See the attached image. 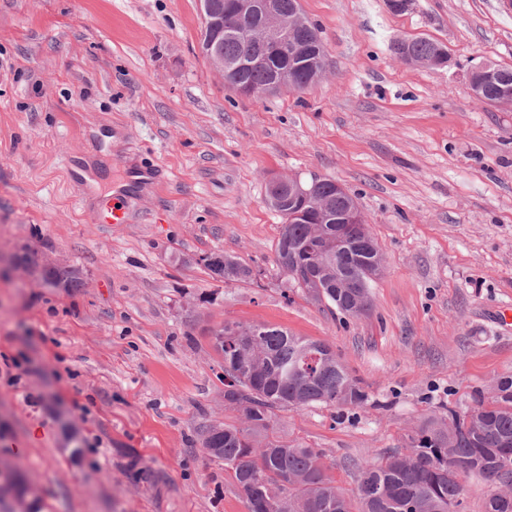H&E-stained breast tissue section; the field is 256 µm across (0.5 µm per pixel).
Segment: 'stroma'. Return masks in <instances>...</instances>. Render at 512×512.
<instances>
[{
  "mask_svg": "<svg viewBox=\"0 0 512 512\" xmlns=\"http://www.w3.org/2000/svg\"><path fill=\"white\" fill-rule=\"evenodd\" d=\"M327 50L302 93L243 97L198 51L197 0H0V457L43 512H247L199 430L234 422L212 332L268 324L329 342L370 400L278 414L345 492L363 461L428 415L465 409L512 371V105L473 99L471 66L512 68L506 0H301ZM426 37L444 67L399 60ZM165 168L129 195L131 224L90 207L127 163ZM331 179L385 259L369 315L285 286L273 176ZM233 255L249 283L212 280ZM58 259L85 285L48 288L14 263ZM441 48L448 53L445 47L436 41L427 38H412L409 39V43L404 45L395 43L391 46V51L398 57L404 54L420 59L439 56ZM202 262L209 276L224 284L248 283L254 280L253 269L250 266L224 252H212L205 256Z\"/></svg>",
  "mask_w": 512,
  "mask_h": 512,
  "instance_id": "35a3bbf8",
  "label": "stroma"
}]
</instances>
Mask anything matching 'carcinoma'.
<instances>
[{"label":"carcinoma","instance_id":"obj_1","mask_svg":"<svg viewBox=\"0 0 512 512\" xmlns=\"http://www.w3.org/2000/svg\"><path fill=\"white\" fill-rule=\"evenodd\" d=\"M255 24L249 14L228 16L226 26L247 31ZM295 39L310 57L326 59L325 45L316 43L305 25ZM443 45L427 38L394 44L399 56L430 58ZM224 83L230 88L259 89L281 72L291 70L290 91L311 87L310 68L291 63L271 49L240 36H224ZM317 195L328 197L333 212L349 209L352 197L336 193L325 181ZM276 263L287 282L313 300L339 313L366 316L372 309V283L383 256L371 233L349 224H314L298 210L282 214ZM209 276L226 284L254 280L253 269L221 251L202 258ZM365 280L356 291L341 282ZM49 288L84 287L83 272L57 264L43 277ZM215 348L224 355V410L238 414L239 423L213 421L200 429L202 447L224 463V472L243 496L248 512H458L462 479L480 478L485 487L484 512H512V372L494 377L462 412L434 414L408 435L406 446L381 462L360 465L355 498L327 474L321 454L295 440L272 435L277 412L314 404L340 410L361 408L369 394L351 376L332 346L295 336L265 324L226 322L213 333Z\"/></svg>","mask_w":512,"mask_h":512}]
</instances>
